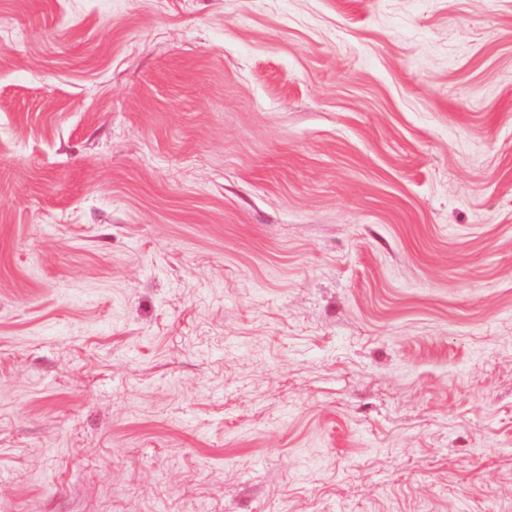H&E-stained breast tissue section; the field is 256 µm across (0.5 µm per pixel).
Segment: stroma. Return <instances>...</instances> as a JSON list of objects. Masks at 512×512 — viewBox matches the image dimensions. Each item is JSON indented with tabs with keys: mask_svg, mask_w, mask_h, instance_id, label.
<instances>
[{
	"mask_svg": "<svg viewBox=\"0 0 512 512\" xmlns=\"http://www.w3.org/2000/svg\"><path fill=\"white\" fill-rule=\"evenodd\" d=\"M0 512H512V0H0Z\"/></svg>",
	"mask_w": 512,
	"mask_h": 512,
	"instance_id": "obj_1",
	"label": "stroma"
}]
</instances>
